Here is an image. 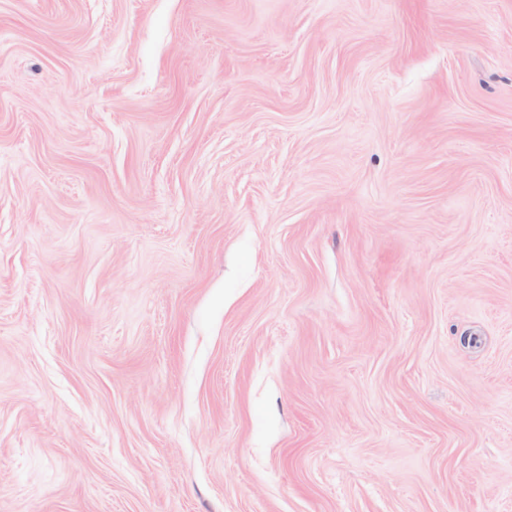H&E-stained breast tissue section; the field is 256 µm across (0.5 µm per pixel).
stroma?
I'll list each match as a JSON object with an SVG mask.
<instances>
[{
  "label": "stroma",
  "instance_id": "obj_1",
  "mask_svg": "<svg viewBox=\"0 0 512 512\" xmlns=\"http://www.w3.org/2000/svg\"><path fill=\"white\" fill-rule=\"evenodd\" d=\"M0 512H512V0H0Z\"/></svg>",
  "mask_w": 512,
  "mask_h": 512
}]
</instances>
